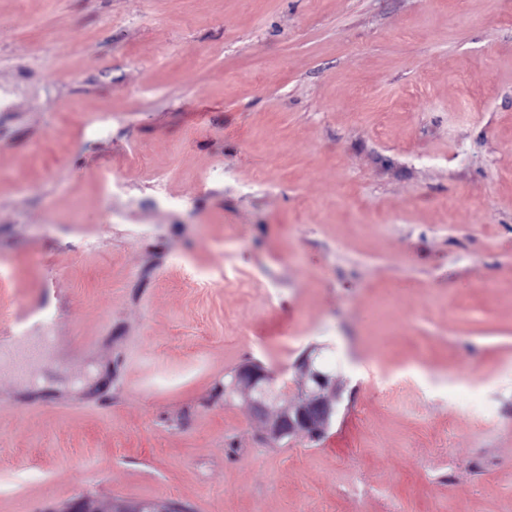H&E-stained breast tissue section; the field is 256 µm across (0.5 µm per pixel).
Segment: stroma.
<instances>
[{
  "instance_id": "35a3bbf8",
  "label": "stroma",
  "mask_w": 512,
  "mask_h": 512,
  "mask_svg": "<svg viewBox=\"0 0 512 512\" xmlns=\"http://www.w3.org/2000/svg\"><path fill=\"white\" fill-rule=\"evenodd\" d=\"M0 83V512H512V0H0ZM298 369L299 393L294 401L283 394L274 396L276 376L257 363L238 369L227 386L226 397L247 400L253 416L273 441L287 436H318L311 439L319 440L336 417L341 383L336 376L316 369L309 357L301 359ZM58 512H112V501L92 498L81 497L68 504H66Z\"/></svg>"
}]
</instances>
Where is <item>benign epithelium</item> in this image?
<instances>
[{"label":"benign epithelium","mask_w":512,"mask_h":512,"mask_svg":"<svg viewBox=\"0 0 512 512\" xmlns=\"http://www.w3.org/2000/svg\"><path fill=\"white\" fill-rule=\"evenodd\" d=\"M298 369L299 393L294 401L273 394L276 376L257 363L238 369L227 386L226 397L247 400L253 416L273 441L287 436H321L336 417L340 380L316 369L309 357L301 359ZM59 512H112V501L81 497Z\"/></svg>","instance_id":"1"}]
</instances>
